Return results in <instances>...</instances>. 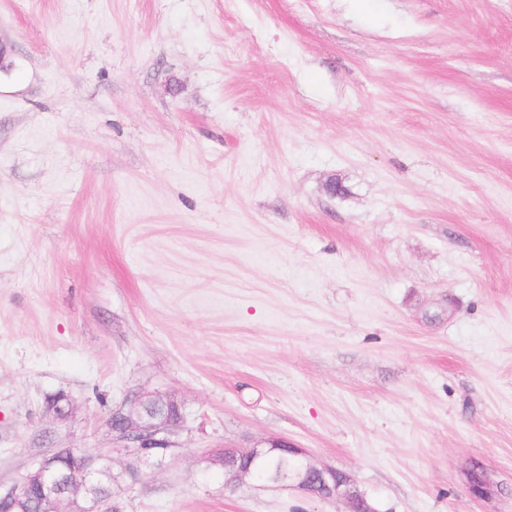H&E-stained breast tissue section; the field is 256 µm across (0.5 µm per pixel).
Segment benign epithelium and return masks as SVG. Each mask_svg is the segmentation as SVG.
Listing matches in <instances>:
<instances>
[{
	"instance_id": "benign-epithelium-1",
	"label": "benign epithelium",
	"mask_w": 512,
	"mask_h": 512,
	"mask_svg": "<svg viewBox=\"0 0 512 512\" xmlns=\"http://www.w3.org/2000/svg\"><path fill=\"white\" fill-rule=\"evenodd\" d=\"M180 407L172 396H160L141 392L129 399L127 407L112 413L108 425L112 435L129 449L137 460L147 468L161 467L169 453L152 455L147 447L163 445L171 449L170 436L175 427L184 421V415L173 420L170 415L162 414V408ZM48 410L57 420L71 417L73 408L64 398L53 399ZM279 449L298 458L301 471L287 480H275L271 485L300 492L304 497L314 500L339 501L345 512H376L373 504L364 495L354 497L352 488L357 485L355 479L344 474L338 482L326 480L336 476L338 469L311 462L306 451L285 440L272 439L251 448H219L209 453L210 464L224 471V486L237 488L252 480L248 468L231 467L227 458L247 457L255 463L269 451ZM69 473L59 475L51 469V457L43 458L31 471L0 491V505L7 504L6 512H29V500L25 488L36 484L40 489L38 508L35 512H112V497L104 494L112 485V457L99 452L89 466H80L78 458L73 457L68 465Z\"/></svg>"
}]
</instances>
